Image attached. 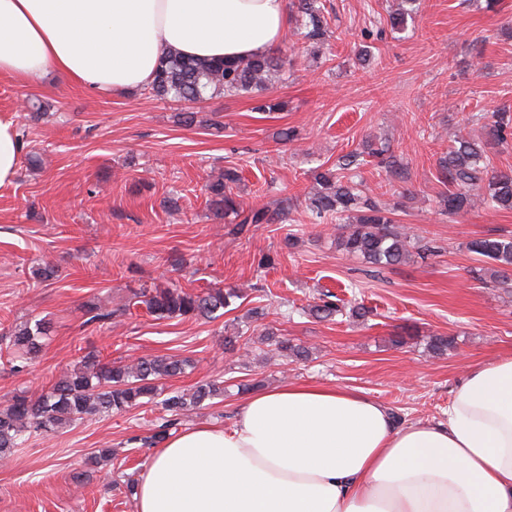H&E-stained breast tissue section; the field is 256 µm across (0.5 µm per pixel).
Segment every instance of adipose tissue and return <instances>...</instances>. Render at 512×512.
I'll return each instance as SVG.
<instances>
[{"label":"adipose tissue","instance_id":"ef3b65f1","mask_svg":"<svg viewBox=\"0 0 512 512\" xmlns=\"http://www.w3.org/2000/svg\"><path fill=\"white\" fill-rule=\"evenodd\" d=\"M286 0H0V77L49 71L131 93L174 49L214 61L268 54ZM23 145L0 114V187ZM135 512H512V357L472 365L447 421L395 423L364 394L288 383L246 396L231 427L168 437L139 475Z\"/></svg>","mask_w":512,"mask_h":512}]
</instances>
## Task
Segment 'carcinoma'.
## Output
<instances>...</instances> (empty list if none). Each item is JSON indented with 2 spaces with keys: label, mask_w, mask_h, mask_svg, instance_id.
Instances as JSON below:
<instances>
[{
  "label": "carcinoma",
  "mask_w": 512,
  "mask_h": 512,
  "mask_svg": "<svg viewBox=\"0 0 512 512\" xmlns=\"http://www.w3.org/2000/svg\"><path fill=\"white\" fill-rule=\"evenodd\" d=\"M290 8L301 16L305 50L320 51L327 34V19L320 0H293ZM281 67L280 59L272 55L226 63L187 57L170 49L164 53L153 81L145 90L159 99L198 104L214 94L236 97L262 93L269 89ZM488 135L500 143L512 137V114L505 110L492 113ZM484 157L479 142L462 136L450 139L448 151L439 161L448 183V191L441 194L440 206L449 215L467 211L475 195L483 196L494 209L512 210V169H491ZM358 165V155L351 153L336 164V169L316 173L315 180L320 182L322 190L305 199L311 217L316 221L343 222L336 236V247L377 267L400 264L426 251L420 240L394 227L389 208L366 196L363 180L357 173ZM237 181L239 175L233 168L211 176L206 185L210 210L231 217L242 226L271 220L267 209L241 208L233 192ZM468 250L492 264L490 276L503 281L512 278V237L478 238L469 243ZM238 296L232 288L198 290L171 283L165 287L138 288L132 293V306L145 308L157 320L174 317L214 320L223 316L222 310ZM308 312L318 320L329 321L342 309L324 301L311 305ZM86 313L87 322L105 323L126 311L112 310L98 301L89 304ZM47 331L46 322L36 319L9 329L4 340L11 350L35 357L42 351L41 339ZM258 342L275 345L300 360L308 356L306 347L294 345L268 328L259 335ZM190 364L186 358L167 356L112 361L89 352L79 365L62 373L49 391L37 397L18 394L6 407L0 408V459L9 457L34 434L63 429L89 416L122 413L140 405L143 398L153 399L160 395L156 381L176 377ZM222 395L224 382L217 380L189 390L169 392L160 401L165 421L144 438V443L159 446L182 416Z\"/></svg>",
  "instance_id": "obj_1"
}]
</instances>
